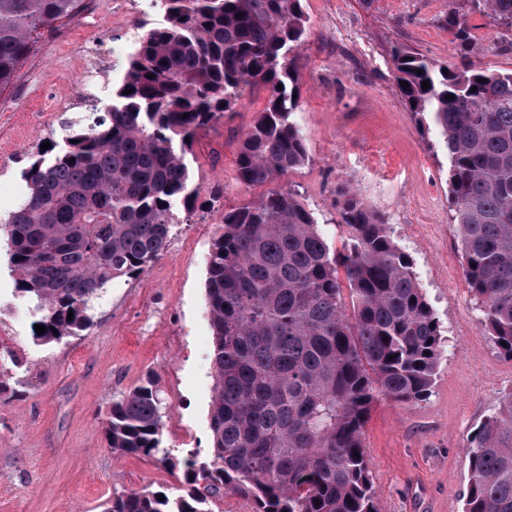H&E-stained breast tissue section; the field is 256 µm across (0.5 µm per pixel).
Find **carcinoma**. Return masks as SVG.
<instances>
[{"mask_svg": "<svg viewBox=\"0 0 512 512\" xmlns=\"http://www.w3.org/2000/svg\"><path fill=\"white\" fill-rule=\"evenodd\" d=\"M471 2L512 46V0ZM82 4L0 0V89L33 35ZM155 5L164 23L141 26L105 112L65 125L64 145L51 144L22 172L28 194L4 218L15 293L32 324L47 328L34 334L42 344L86 335L108 288L167 252L181 223L177 204L190 212L202 194L186 162L193 141L246 89L262 86L267 96L240 141L239 180L271 183L308 161L293 97L309 30L301 0ZM445 24L460 67L448 71L405 47L391 60L396 80L408 83L398 87L406 107L447 150L465 279L490 340L512 360V71L469 62L465 16L450 11ZM339 216L349 234L342 253L290 189L224 212L206 260L211 458L183 460L177 494L131 491L102 512H211L226 492L253 499L254 512H379L366 426L379 400L430 394L444 337L385 217L351 194ZM162 430V400L148 378L112 403L104 436L115 453L166 462ZM468 456L463 512H512V391L477 428Z\"/></svg>", "mask_w": 512, "mask_h": 512, "instance_id": "1", "label": "carcinoma"}]
</instances>
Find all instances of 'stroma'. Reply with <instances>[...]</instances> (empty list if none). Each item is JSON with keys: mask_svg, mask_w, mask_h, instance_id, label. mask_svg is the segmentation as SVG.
<instances>
[{"mask_svg": "<svg viewBox=\"0 0 512 512\" xmlns=\"http://www.w3.org/2000/svg\"><path fill=\"white\" fill-rule=\"evenodd\" d=\"M98 2L97 10L40 30L13 84L0 90V218L27 193L22 172L30 157L43 143L61 142L67 122L110 104L140 24L163 20L153 0ZM303 9L310 36L295 118L309 160L275 185L294 190L325 224L332 249L347 243L337 202L349 191L385 216L411 256L447 351L426 399L378 402L365 454L381 512H462L467 446L512 390V361L481 324L450 212L447 152L402 101L391 49L403 45L460 66L444 26L454 10L469 19L478 66L510 71L512 50L471 0H303ZM265 96L261 87L245 90L231 112L199 132L189 168L221 197L177 225L147 271L108 289L87 335L46 345L33 338L0 226V350L18 359L8 369L12 393L0 397V512H99L117 491L176 492L182 468L112 453L103 433L113 400L148 377L163 399L162 445L170 457L208 460L206 256L225 212L268 191L242 185L236 166L239 142Z\"/></svg>", "mask_w": 512, "mask_h": 512, "instance_id": "35a3bbf8", "label": "stroma"}]
</instances>
